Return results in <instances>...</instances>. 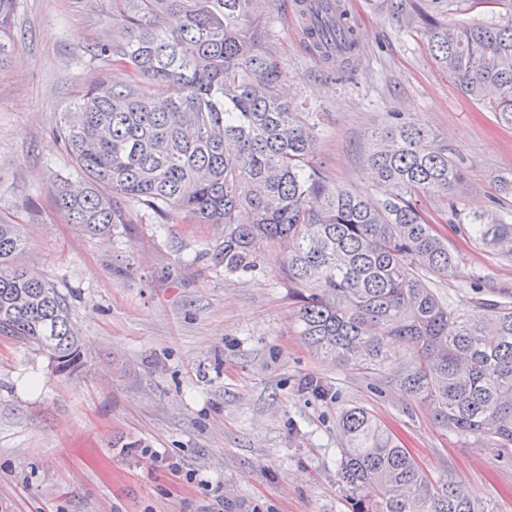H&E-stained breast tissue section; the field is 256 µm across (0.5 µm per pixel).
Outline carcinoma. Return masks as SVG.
<instances>
[{
  "label": "carcinoma",
  "instance_id": "obj_1",
  "mask_svg": "<svg viewBox=\"0 0 512 512\" xmlns=\"http://www.w3.org/2000/svg\"><path fill=\"white\" fill-rule=\"evenodd\" d=\"M256 0H121L105 74L61 113L53 137L83 173L63 182L55 209L95 235L130 223L120 201L165 224H222L210 257L227 275L260 266L268 244L288 243L295 334L325 357L366 372L389 365L403 342L411 360L395 375L434 420L512 453V305L462 309L422 276L454 262L429 224L423 198L463 180L461 161L401 118L372 134L368 163L384 188L366 197L325 181L314 163V113L281 93L270 19ZM425 39L438 66L474 102L512 124V11L495 21L446 19L438 0H374ZM15 0H0V58L15 45ZM318 60L340 72L358 44L334 0L301 11ZM179 18L168 28L165 20ZM148 79L157 95L144 98ZM483 249L512 257V210L503 199L468 219ZM24 242L0 217V336L46 353L60 372L82 366L65 298L17 262ZM340 478L348 512H491L454 481L434 487L408 449L370 412L345 410Z\"/></svg>",
  "mask_w": 512,
  "mask_h": 512
}]
</instances>
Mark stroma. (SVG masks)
Instances as JSON below:
<instances>
[{
    "instance_id": "stroma-1",
    "label": "stroma",
    "mask_w": 512,
    "mask_h": 512,
    "mask_svg": "<svg viewBox=\"0 0 512 512\" xmlns=\"http://www.w3.org/2000/svg\"><path fill=\"white\" fill-rule=\"evenodd\" d=\"M113 0H16V45L0 65V216L26 242L25 265L65 295L84 367L56 371L0 336V512H346L339 414L361 407L408 448L430 481H455L512 512V459L439 426L394 380L410 348L364 372L323 358L292 329L288 257L247 275L209 257L221 228L161 224L132 208L104 236L65 224L60 181L77 180L52 132L64 107L107 69ZM359 53L349 78L316 61L298 8L264 0L288 99L317 113L316 162L369 199L372 135L404 113L450 155L462 183L426 208L455 263L431 275L442 298L512 301V261L480 249L460 215L489 207L512 172V125L473 103L425 41L341 0Z\"/></svg>"
}]
</instances>
